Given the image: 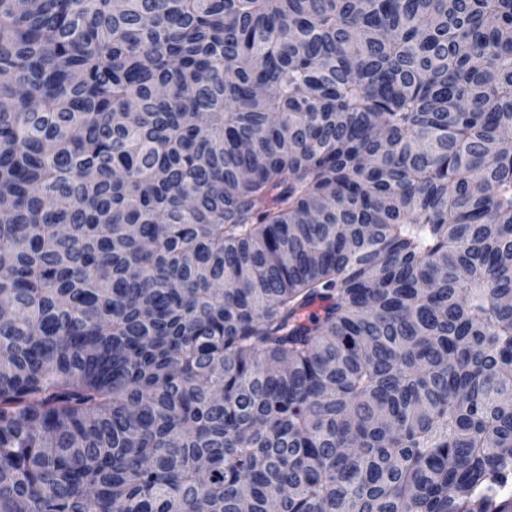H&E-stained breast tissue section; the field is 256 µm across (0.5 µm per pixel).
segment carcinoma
I'll use <instances>...</instances> for the list:
<instances>
[{"label":"carcinoma","instance_id":"obj_1","mask_svg":"<svg viewBox=\"0 0 512 512\" xmlns=\"http://www.w3.org/2000/svg\"><path fill=\"white\" fill-rule=\"evenodd\" d=\"M512 0H0V512H512Z\"/></svg>","mask_w":512,"mask_h":512}]
</instances>
